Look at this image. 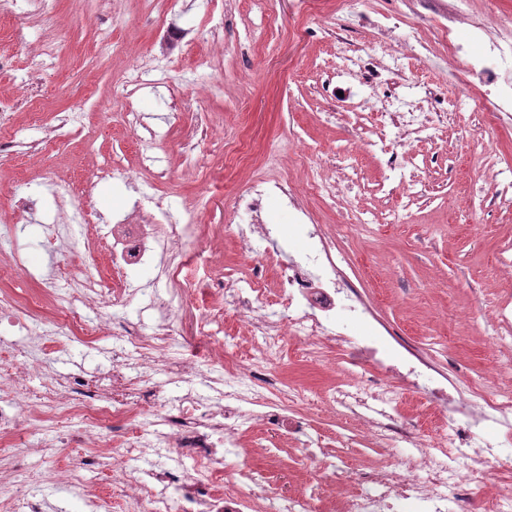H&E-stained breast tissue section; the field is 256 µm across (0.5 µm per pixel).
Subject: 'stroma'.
<instances>
[{"instance_id":"1","label":"stroma","mask_w":512,"mask_h":512,"mask_svg":"<svg viewBox=\"0 0 512 512\" xmlns=\"http://www.w3.org/2000/svg\"><path fill=\"white\" fill-rule=\"evenodd\" d=\"M466 9L469 24L448 38V0H361L353 9L338 0H180L163 18L143 0H54L47 9L39 0H15L0 12V113H12L19 137L29 141L43 140L58 113L80 110L87 119L50 152L0 157V225L24 221L28 267L51 274L67 258L38 247L42 225L69 214L72 189L107 165L111 178L94 188V208L107 224L144 193L147 216L158 197L176 217L196 200L202 224L276 225V236L255 247L282 260L309 252L315 242L305 227L318 224L345 255V281L373 315L340 320L348 335L377 342L394 335L399 342L388 344L390 353L406 344L441 370L467 371L492 390L504 386L486 371L512 357V326L496 327L490 312L495 298L512 300V276L501 270L512 260V191L493 188L512 180V121L488 128L480 112L449 113L447 96L462 66L458 49L478 50L471 24L497 37L493 16L512 12V0H467ZM411 104L449 117L394 147L383 114ZM203 146L222 154V170L195 164L194 150ZM394 153L416 162L412 201L380 188ZM481 158L487 168L470 171L469 161ZM315 177L331 183V197L307 191ZM19 178L41 199L25 218L13 208ZM264 179L288 181L291 202L271 194L256 212L236 209V197ZM218 253L241 277L261 275L267 298H277L276 267L249 262L230 235ZM39 287L38 278L0 276V297L29 305L37 319L55 318L53 306L36 300ZM107 313L110 327L95 341L30 357L31 389L47 369L73 376L108 369L124 322L146 336L153 331L154 318L139 303L118 301ZM497 334L510 344L487 349L484 338ZM274 369L319 394L342 376L334 365L304 361L291 338ZM317 427L350 471H368L370 461L392 455L346 447L351 425L344 417ZM270 441L269 430L256 429L227 466L247 465L270 484L300 487L299 448Z\"/></svg>"}]
</instances>
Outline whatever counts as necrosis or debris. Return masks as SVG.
Returning <instances> with one entry per match:
<instances>
[{
  "label": "necrosis or debris",
  "instance_id": "obj_1",
  "mask_svg": "<svg viewBox=\"0 0 512 512\" xmlns=\"http://www.w3.org/2000/svg\"><path fill=\"white\" fill-rule=\"evenodd\" d=\"M496 22L499 37L486 42L464 66L468 76L486 83L512 57V15L498 14ZM92 213V200L86 197L70 223L46 225V248L62 244L81 259L57 269L44 282L43 293L52 296L58 310L77 319L90 339L106 325L105 307L118 293L129 302L147 298L156 327L140 340L122 338L109 371L76 382L48 372L36 392L18 359L20 342L0 337V458L17 455L24 423L52 421L66 426L67 434L38 442L35 455L54 458L67 444L101 448L118 512H184L188 503L193 512H247L255 498L262 500L264 512H321L324 495L351 483L353 475L300 420V411L310 406L307 388L273 371L285 338L291 337L301 343L302 356L310 362L326 361L334 352L353 366L371 361L372 372L332 383L324 404L356 421L370 443L410 446L408 454L364 474L354 494L337 498L336 512H402L408 505L421 512H468L475 504L483 512H512V389L489 390L464 377L444 385L426 362L409 364L406 388L396 386L399 373L377 347L332 327L337 310L358 320L366 308L352 290L337 287L339 271L329 248L282 264L279 291L288 312L281 318L266 312L261 279H251L244 288L228 271L219 280L258 338L255 355L243 364L225 357L219 347L201 344L210 326L224 320L223 309L207 305L209 289L202 281H176L163 295L144 284L131 283L119 291L113 286L116 277L158 267L165 257H181L189 249L199 257L211 251L195 208L185 209L178 219L160 208L151 223L128 218L112 226L90 223ZM100 247L108 248L112 257L105 272L95 268L94 252ZM161 375L181 393L176 410L157 407L158 431L148 440L140 425L144 398ZM198 378L209 387V395L191 389ZM407 391L421 406L438 404L448 418L447 429L425 434L391 415L390 407ZM114 423L120 424V432L107 434V426ZM258 425L285 432L297 443L309 490L286 497L247 466H225L226 454ZM160 448L180 449L199 463V470L162 469L145 475L128 467L134 454L151 455ZM485 467L498 471L497 484H472L469 474Z\"/></svg>",
  "mask_w": 512,
  "mask_h": 512
}]
</instances>
